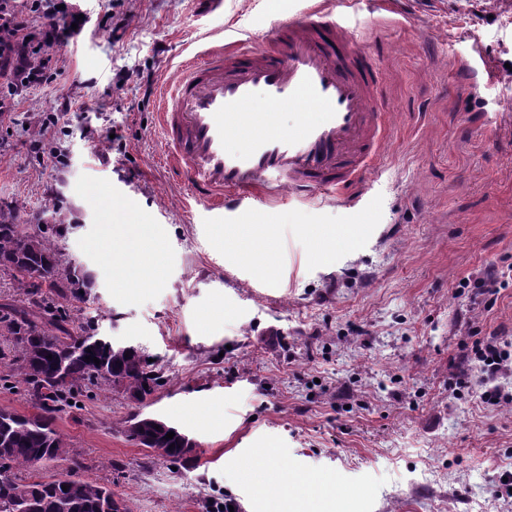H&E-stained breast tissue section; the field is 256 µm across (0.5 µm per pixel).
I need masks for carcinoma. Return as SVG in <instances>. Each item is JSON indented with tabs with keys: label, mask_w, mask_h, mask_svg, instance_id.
Segmentation results:
<instances>
[{
	"label": "carcinoma",
	"mask_w": 512,
	"mask_h": 512,
	"mask_svg": "<svg viewBox=\"0 0 512 512\" xmlns=\"http://www.w3.org/2000/svg\"><path fill=\"white\" fill-rule=\"evenodd\" d=\"M30 8L29 2L4 0L1 50L16 41L9 16ZM49 212L51 223L30 224L18 212L0 208V272L10 276L20 296L19 303L0 308V359L13 366L27 401L38 412L32 420L0 410V512H26L30 499L39 503L38 512H105L116 494L77 474L82 463L53 421L73 408L71 401L82 391L112 388L142 403L161 387L164 373L140 349L98 336L92 319L69 328V303L89 297L93 281L60 244L68 232L63 201H53ZM125 432L150 456L171 466L191 461L194 448L185 433L168 423L159 425L155 418L137 414L126 421ZM169 432L174 433L171 439L166 438ZM46 462L62 472L40 475Z\"/></svg>",
	"instance_id": "carcinoma-1"
}]
</instances>
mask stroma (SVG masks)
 <instances>
[{
    "instance_id": "1",
    "label": "stroma",
    "mask_w": 512,
    "mask_h": 512,
    "mask_svg": "<svg viewBox=\"0 0 512 512\" xmlns=\"http://www.w3.org/2000/svg\"><path fill=\"white\" fill-rule=\"evenodd\" d=\"M81 21L52 53L46 82L14 89L0 116V207L25 218L60 196L72 210L67 253L91 275L99 335L142 348L164 385L146 405L96 391L54 422L82 463L130 512H271L242 466L274 446L272 467L334 483L346 512H512V404L452 395L449 359L469 320L512 339V286L492 308L462 279L512 264V0H354L350 27L385 72L391 134L374 176L348 189L241 216L277 232L259 276L162 163L156 77L222 39L255 33L308 0H67ZM476 69L463 85L455 61ZM55 123H48V115ZM117 140H109V132ZM41 140L32 150V140ZM109 224L151 254L141 286L113 276ZM360 224L355 247L322 259L308 228ZM194 438L170 469L128 441L134 413Z\"/></svg>"
}]
</instances>
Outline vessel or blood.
<instances>
[{
  "label": "vessel or blood",
  "mask_w": 512,
  "mask_h": 512,
  "mask_svg": "<svg viewBox=\"0 0 512 512\" xmlns=\"http://www.w3.org/2000/svg\"><path fill=\"white\" fill-rule=\"evenodd\" d=\"M384 73L330 0L279 26L277 45H214L166 83L159 124L171 167L213 223L365 182L390 133ZM266 108L253 110L256 99ZM298 109L295 123L280 120ZM242 140L239 150L229 139Z\"/></svg>",
  "instance_id": "1"
}]
</instances>
